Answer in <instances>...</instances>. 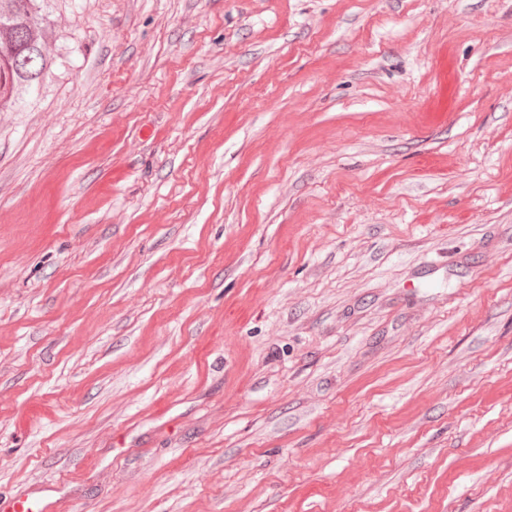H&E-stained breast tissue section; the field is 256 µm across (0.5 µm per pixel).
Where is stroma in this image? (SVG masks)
<instances>
[{
  "label": "stroma",
  "mask_w": 512,
  "mask_h": 512,
  "mask_svg": "<svg viewBox=\"0 0 512 512\" xmlns=\"http://www.w3.org/2000/svg\"><path fill=\"white\" fill-rule=\"evenodd\" d=\"M0 107V512H512V0H50Z\"/></svg>",
  "instance_id": "stroma-1"
}]
</instances>
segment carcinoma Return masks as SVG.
Segmentation results:
<instances>
[{"mask_svg":"<svg viewBox=\"0 0 512 512\" xmlns=\"http://www.w3.org/2000/svg\"><path fill=\"white\" fill-rule=\"evenodd\" d=\"M45 0H0V106L35 89L48 69Z\"/></svg>","mask_w":512,"mask_h":512,"instance_id":"cac0c4a2","label":"carcinoma"}]
</instances>
